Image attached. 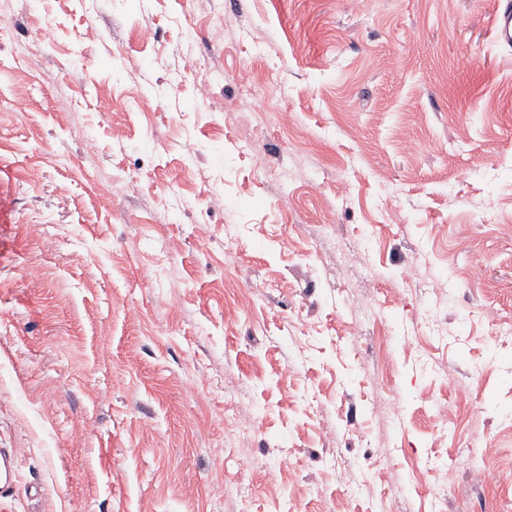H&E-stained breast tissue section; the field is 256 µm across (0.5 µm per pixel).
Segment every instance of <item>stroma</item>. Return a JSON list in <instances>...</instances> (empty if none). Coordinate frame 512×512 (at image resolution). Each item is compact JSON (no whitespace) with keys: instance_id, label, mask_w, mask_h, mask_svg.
Segmentation results:
<instances>
[{"instance_id":"obj_1","label":"stroma","mask_w":512,"mask_h":512,"mask_svg":"<svg viewBox=\"0 0 512 512\" xmlns=\"http://www.w3.org/2000/svg\"><path fill=\"white\" fill-rule=\"evenodd\" d=\"M497 4L0 0V512H512ZM17 458L15 451L1 449L0 453V498L8 497L13 491V468Z\"/></svg>"}]
</instances>
